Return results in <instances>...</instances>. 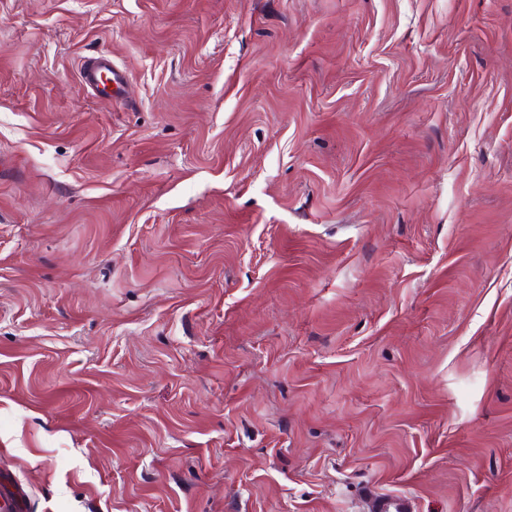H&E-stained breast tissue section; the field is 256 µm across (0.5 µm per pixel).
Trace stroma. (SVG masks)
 <instances>
[{
  "label": "stroma",
  "mask_w": 512,
  "mask_h": 512,
  "mask_svg": "<svg viewBox=\"0 0 512 512\" xmlns=\"http://www.w3.org/2000/svg\"><path fill=\"white\" fill-rule=\"evenodd\" d=\"M2 467L512 512V0H0ZM82 84L105 98L115 93H126L127 78L123 71L112 63L110 55L100 54L87 59L81 67Z\"/></svg>",
  "instance_id": "obj_1"
}]
</instances>
